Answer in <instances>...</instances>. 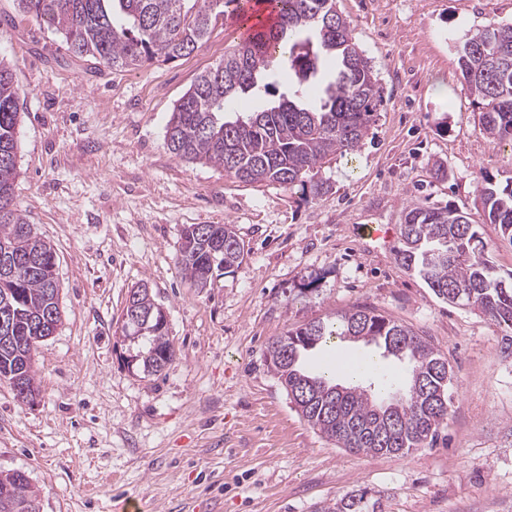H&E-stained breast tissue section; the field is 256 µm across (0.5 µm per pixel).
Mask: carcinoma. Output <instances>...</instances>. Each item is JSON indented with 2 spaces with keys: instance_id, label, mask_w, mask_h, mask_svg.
<instances>
[{
  "instance_id": "cac0c4a2",
  "label": "carcinoma",
  "mask_w": 512,
  "mask_h": 512,
  "mask_svg": "<svg viewBox=\"0 0 512 512\" xmlns=\"http://www.w3.org/2000/svg\"><path fill=\"white\" fill-rule=\"evenodd\" d=\"M19 10L46 21L77 58L112 69L191 54L224 8L237 0H16ZM274 22L253 24L224 61L202 72L176 102L165 131L167 150L186 163L224 169L245 184L296 186L314 196L307 172L328 157L354 156L382 104L373 66L359 47L336 0H272ZM458 65L480 99L479 125L493 143L512 141V24L490 23L456 49ZM288 83V91L278 89ZM264 99L254 108L258 99ZM24 114L13 68L0 58V380H21L36 392L34 363L46 337L43 319H62L54 247L14 203L19 176L17 133ZM480 204L512 244V177L486 174ZM399 264L418 273L439 299L472 308L503 329L504 358L512 360V271L497 272L470 214L414 203L402 213ZM245 245L231 224L184 228L178 264L194 288H208L214 272L240 265ZM145 318L121 313V330L143 348L128 362L155 375L175 361L167 320L149 287L137 290ZM383 349L406 366L392 397L360 383L339 384L331 370L307 371L303 354L335 340ZM267 360L297 413L337 447L351 453L404 455L434 442L448 418L452 375L444 354L412 328L369 307L332 320H312L272 338ZM320 512H378L367 492L351 493Z\"/></svg>"
}]
</instances>
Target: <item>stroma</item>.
I'll return each instance as SVG.
<instances>
[{"label": "stroma", "mask_w": 512, "mask_h": 512, "mask_svg": "<svg viewBox=\"0 0 512 512\" xmlns=\"http://www.w3.org/2000/svg\"><path fill=\"white\" fill-rule=\"evenodd\" d=\"M382 89L355 156L307 176L327 191L244 184L175 159L176 101L238 39L225 14L188 56L132 70L74 58L44 21L0 0V56L24 103L18 207L57 252L62 322L37 357L39 394L0 383V471L21 470L41 512H315L356 490L382 512H512V362L502 330L437 298L396 259L413 203L468 212L502 271L512 244L475 207L482 173L512 177V142L480 131L454 43L512 23V0H336ZM230 224L247 255L197 290L175 260L184 227ZM148 284L176 359L146 376L117 321ZM410 326L452 368L436 444L405 455L338 448L292 409L273 337L356 306Z\"/></svg>", "instance_id": "obj_1"}]
</instances>
